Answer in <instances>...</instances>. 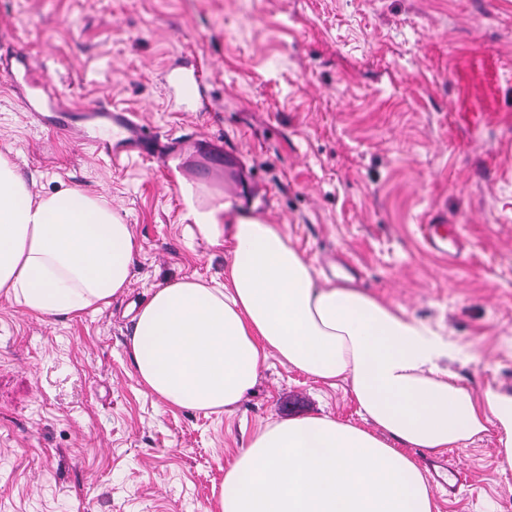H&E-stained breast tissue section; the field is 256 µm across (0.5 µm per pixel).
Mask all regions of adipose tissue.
<instances>
[{
  "label": "adipose tissue",
  "mask_w": 512,
  "mask_h": 512,
  "mask_svg": "<svg viewBox=\"0 0 512 512\" xmlns=\"http://www.w3.org/2000/svg\"><path fill=\"white\" fill-rule=\"evenodd\" d=\"M192 235L224 248L223 282L155 289L130 337L133 373L169 408L232 410L268 358L346 387L364 426L329 415L266 424L224 472L219 512H434L411 448L438 450L495 426L512 470V393L476 396L443 360L440 334L313 266L267 219L185 188ZM137 242L99 195L30 193L0 155V295L43 317L109 306L127 291Z\"/></svg>",
  "instance_id": "1"
}]
</instances>
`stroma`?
I'll return each instance as SVG.
<instances>
[{
	"label": "stroma",
	"mask_w": 512,
	"mask_h": 512,
	"mask_svg": "<svg viewBox=\"0 0 512 512\" xmlns=\"http://www.w3.org/2000/svg\"><path fill=\"white\" fill-rule=\"evenodd\" d=\"M0 47L80 107L141 115L182 141L172 166L111 168L31 121L0 74V154L33 194L77 188L131 224L127 292L43 320L0 296V512H216L224 471L267 422L362 418L345 388L271 363L233 412L173 411L134 378L152 291L223 281L191 237L183 186L278 224L321 279L355 284L441 331L476 396L512 392V0H0ZM204 62L201 98L169 80ZM209 111H201L199 99ZM455 224V258L420 227ZM496 428L445 449L467 484L437 512H512Z\"/></svg>",
	"instance_id": "35a3bbf8"
}]
</instances>
